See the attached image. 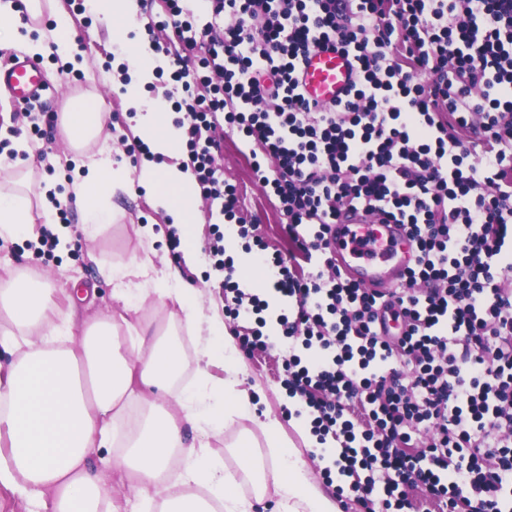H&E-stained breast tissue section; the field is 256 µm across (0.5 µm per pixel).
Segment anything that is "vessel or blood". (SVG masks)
I'll list each match as a JSON object with an SVG mask.
<instances>
[{"mask_svg":"<svg viewBox=\"0 0 512 512\" xmlns=\"http://www.w3.org/2000/svg\"><path fill=\"white\" fill-rule=\"evenodd\" d=\"M355 73L352 57L317 48L303 59L299 83L307 100L330 106L345 97ZM0 90L21 108L52 93L41 64L26 57L0 64ZM329 238V254L336 268L370 290L400 287L415 260L409 226L384 223L379 215L360 214L350 223L331 225Z\"/></svg>","mask_w":512,"mask_h":512,"instance_id":"vessel-or-blood-1","label":"vessel or blood"}]
</instances>
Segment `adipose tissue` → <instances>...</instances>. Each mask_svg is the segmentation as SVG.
I'll use <instances>...</instances> for the list:
<instances>
[{"label":"adipose tissue","mask_w":512,"mask_h":512,"mask_svg":"<svg viewBox=\"0 0 512 512\" xmlns=\"http://www.w3.org/2000/svg\"><path fill=\"white\" fill-rule=\"evenodd\" d=\"M93 12L112 31V43L131 62L126 104L137 115L140 138L153 154L177 155L182 141L171 115L145 102L140 88L151 81L156 56L131 39L129 21L136 0H91ZM0 50L29 55L54 54L76 68L86 66L85 52L66 25L42 32L38 38L22 33L12 0H0ZM66 113L63 132L78 149L96 138L106 119L95 98H77ZM11 147L31 153L25 137ZM0 157V239L17 240L34 224L49 225L59 247L72 241L69 227L55 220L46 193L37 198L13 192L19 163ZM87 174L73 184V193L85 214V225L95 228L112 221L109 198L124 188L128 168H113L110 148L86 155ZM141 184L158 207L181 231L187 262H196L201 243L195 230L196 188L191 172L176 166L144 162ZM134 287L124 281L133 274ZM117 282L115 298L125 313H138L143 301L155 298L159 306L176 304L163 335L137 339L124 347L115 319L86 323L75 335L73 310H62L55 289L45 277L0 283V313L11 325L0 333V353L9 358L0 368V488L24 501L28 512H115L113 488L104 473L115 470L131 483L125 497L129 512H140L144 502L158 500V512H253L239 484L223 463L209 452V436L246 419L264 435L272 463V487L279 512H340L315 483L304 462L283 439L280 422L259 417L247 391L238 389L245 366L232 336L220 317H204L198 290L184 287L176 274H160L147 262L131 259L112 268ZM196 337V376L200 389L167 401L172 385L183 375L186 356L177 340L178 328ZM219 361L226 376L217 380L208 367ZM148 401L151 415L142 419L125 453L94 459L96 449L113 440L112 427L134 401ZM179 482L167 484L171 471Z\"/></svg>","instance_id":"adipose-tissue-1"}]
</instances>
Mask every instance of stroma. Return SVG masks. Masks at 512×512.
Segmentation results:
<instances>
[{"instance_id":"obj_1","label":"stroma","mask_w":512,"mask_h":512,"mask_svg":"<svg viewBox=\"0 0 512 512\" xmlns=\"http://www.w3.org/2000/svg\"><path fill=\"white\" fill-rule=\"evenodd\" d=\"M61 13H46L43 22L53 26L58 15L68 17L71 28L78 37H85L88 31H95L93 49L88 54L90 78L73 81L70 75L62 73L60 62L44 59L42 66L47 82L57 90L55 98L47 105L55 112H65L70 94L89 96L95 93L108 100L112 114L111 125L105 126L104 133L112 139V156L121 160L126 156L123 138H136L137 123L132 110L126 106L124 90L115 79H103L104 65L114 51L112 38L105 21L94 18L92 24H85L82 16L73 14L69 0H60ZM37 141L40 154L32 155L25 164L31 173L34 185L54 184L59 194H68L70 179L75 176V165L63 158L67 150L61 129L43 125ZM225 181L236 186L240 204L253 223L259 224V234L265 245L266 255L290 257L292 245L285 232L287 219L276 197L267 195L256 179L250 164V148L232 133H225L222 150L216 158ZM139 170H132L130 183L125 190L117 192L111 199L112 221L102 225L95 238H86L83 230V210L79 203H72L68 214V226L73 234V246L68 253L40 256L28 245L27 238L0 245V252L7 254L16 271L44 272L54 277L59 287H68L70 279L94 285L97 295L90 305L81 307L74 321L120 313V305L114 303L112 293L115 283L106 275L108 268L127 263L133 256L143 255L145 249L154 248L153 263L157 271H178L182 280L204 292L205 314H223L224 290L221 286L222 273L213 268L210 257H203L201 263L185 265L184 261L173 260L165 237L169 218L157 207L153 197L141 185ZM151 227L157 234L156 242H149L139 231ZM286 357L284 346L278 345L266 351L255 352L245 358L246 373L240 378L241 388L249 390L255 399L259 412H268L280 420L285 436L294 444V449L307 462L317 485L328 495H335L336 482L326 479L324 466L318 454L311 451L307 438L293 426L285 415L288 398L282 384L283 363Z\"/></svg>"}]
</instances>
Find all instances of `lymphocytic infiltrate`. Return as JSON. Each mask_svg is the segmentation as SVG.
I'll return each instance as SVG.
<instances>
[{
  "label": "lymphocytic infiltrate",
  "mask_w": 512,
  "mask_h": 512,
  "mask_svg": "<svg viewBox=\"0 0 512 512\" xmlns=\"http://www.w3.org/2000/svg\"><path fill=\"white\" fill-rule=\"evenodd\" d=\"M164 3L147 27L172 32L174 122L202 196L254 234L215 165L236 131L313 264L301 276L269 262L284 384L319 443L336 441L364 512L417 497L512 512V0H205L203 24L184 0ZM319 46L357 59L344 103L297 91ZM347 208L411 226L418 262L402 287L371 293L331 271L326 236ZM216 265L226 317L256 323L242 351L269 349L267 301L234 280L232 259Z\"/></svg>",
  "instance_id": "lymphocytic-infiltrate-1"
}]
</instances>
